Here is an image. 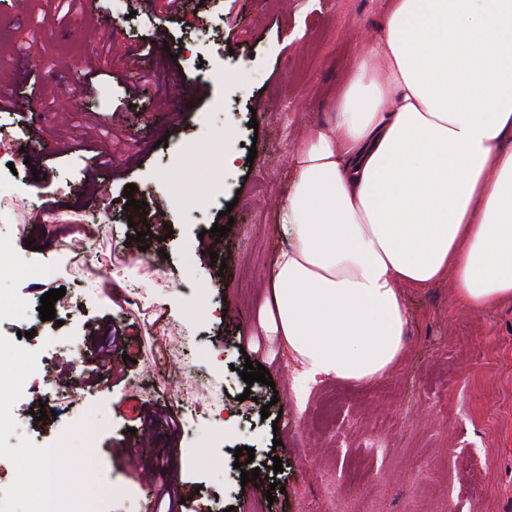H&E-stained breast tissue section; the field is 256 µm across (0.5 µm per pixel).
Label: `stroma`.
<instances>
[{
  "label": "stroma",
  "mask_w": 512,
  "mask_h": 512,
  "mask_svg": "<svg viewBox=\"0 0 512 512\" xmlns=\"http://www.w3.org/2000/svg\"><path fill=\"white\" fill-rule=\"evenodd\" d=\"M387 4L182 0L174 15L167 0H99L90 30L84 5L66 13L58 0H0V77L42 117L34 130L21 113L0 112V193L23 202L20 218L0 220L14 271L0 280V355L12 361L7 374L24 376L35 332L53 370L79 386L64 403L42 381L0 395V512L30 510L11 481L22 449L53 443L61 420L90 411L94 465L76 429L53 466L104 484L110 512H166L169 486L181 487L190 512H512L511 302L478 314L449 282L404 289V354L385 377L305 391L279 337L259 327L268 273L288 246L277 207L292 152L335 120L349 62L380 37ZM145 41L150 53L135 57ZM130 58L152 75L134 91L121 68ZM106 134L115 147L90 198L79 187ZM228 149L241 155L232 169ZM131 198L145 210L126 211ZM48 200L77 223L40 219ZM216 224L228 233L212 235ZM145 230L156 274L127 245ZM121 255L125 292L105 297ZM36 281L40 292H27ZM61 287L54 319L42 320V293ZM106 323L119 336L101 363L90 338ZM248 361L272 385H246ZM204 379L223 394L221 421L192 394ZM44 405L54 416L40 417ZM265 405L279 421L262 418ZM370 429L382 447H364ZM243 446L255 458L238 470ZM252 470L263 478L258 495L241 486ZM274 482L283 490L270 501Z\"/></svg>",
  "instance_id": "1"
}]
</instances>
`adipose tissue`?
<instances>
[{
    "label": "adipose tissue",
    "instance_id": "ef3b65f1",
    "mask_svg": "<svg viewBox=\"0 0 512 512\" xmlns=\"http://www.w3.org/2000/svg\"><path fill=\"white\" fill-rule=\"evenodd\" d=\"M332 124L290 159L263 318L304 383L384 376L403 288L512 301V0H390Z\"/></svg>",
    "mask_w": 512,
    "mask_h": 512
}]
</instances>
